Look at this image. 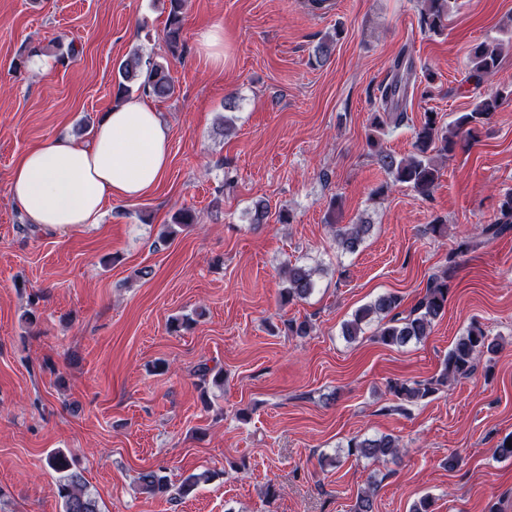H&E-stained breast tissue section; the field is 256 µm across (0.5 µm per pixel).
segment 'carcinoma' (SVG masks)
Returning <instances> with one entry per match:
<instances>
[{"label":"carcinoma","mask_w":512,"mask_h":512,"mask_svg":"<svg viewBox=\"0 0 512 512\" xmlns=\"http://www.w3.org/2000/svg\"><path fill=\"white\" fill-rule=\"evenodd\" d=\"M167 2L165 42L168 52L175 56L183 47L182 13L185 0ZM451 9L452 0H423L420 19L422 28L433 33L443 31L448 26ZM498 58V44L486 41L476 44L470 52V78L476 84H481L495 71ZM118 75L115 93L118 100L135 89L159 100L169 99L175 94L169 68L143 59L136 50L120 63ZM412 77L413 63L405 55H399L393 62L391 78L379 88L380 111L374 113L372 119L374 131L383 130L389 121L396 125L404 121ZM501 99V94H492L482 99L472 111L460 114L445 127L439 124L438 113H424V121L415 130L414 153L406 157L384 149L380 138L370 135L369 146L376 163L392 182L408 187L423 199L429 198L442 176L435 157H448L461 137L473 136L477 126L491 120ZM371 230L372 225L366 220L357 224L337 225L336 243L342 251L353 253L363 244ZM509 232H512V190L505 192L499 214L489 223L481 225L476 233L463 237L448 254L444 268L428 279L424 294L409 310L400 309V298L397 295L380 294L359 307L352 318L344 323L343 335L354 341L363 333L364 327L373 324L376 338L386 346L398 348L411 342L423 341L430 335L434 323L446 313L450 282L461 258ZM313 276L314 269L305 264H288L282 290L283 302L291 303L310 295L315 287ZM496 348V340L490 338L480 324H471L448 350L437 376L428 380L397 379L389 382V393L399 401L396 409L405 411L407 407L435 395L449 382L471 374L479 357L495 352ZM348 448L360 457L374 460L396 457L400 452L398 440L390 435L354 438ZM45 463L59 474L57 492L62 512H102L97 498L89 492L73 459L57 450L47 455ZM207 481L209 476L205 472L189 474L183 478L178 494L181 497L187 496L200 483ZM138 482L142 491L152 495H164L169 491L166 478L152 470L141 472ZM353 512H375L373 489L368 488L357 494Z\"/></svg>","instance_id":"obj_1"}]
</instances>
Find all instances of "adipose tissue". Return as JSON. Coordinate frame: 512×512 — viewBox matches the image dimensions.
I'll return each mask as SVG.
<instances>
[{"label": "adipose tissue", "mask_w": 512, "mask_h": 512, "mask_svg": "<svg viewBox=\"0 0 512 512\" xmlns=\"http://www.w3.org/2000/svg\"><path fill=\"white\" fill-rule=\"evenodd\" d=\"M169 130L143 97L123 98L89 142L58 137L14 164L11 199L29 223L64 234L96 227L108 202L154 190L170 163Z\"/></svg>", "instance_id": "obj_1"}]
</instances>
